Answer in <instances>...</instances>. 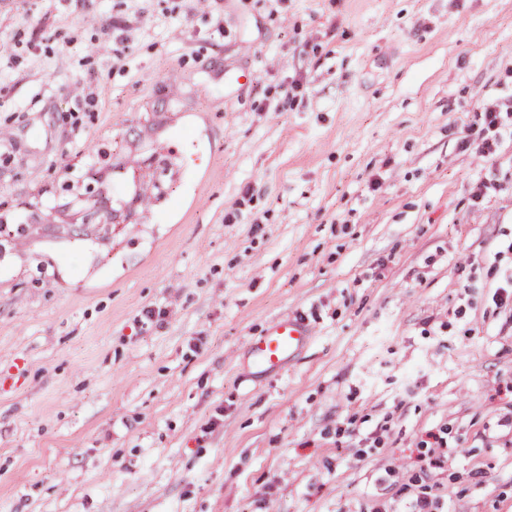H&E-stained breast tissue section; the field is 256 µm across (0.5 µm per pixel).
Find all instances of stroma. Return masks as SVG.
<instances>
[{
    "instance_id": "stroma-1",
    "label": "stroma",
    "mask_w": 512,
    "mask_h": 512,
    "mask_svg": "<svg viewBox=\"0 0 512 512\" xmlns=\"http://www.w3.org/2000/svg\"><path fill=\"white\" fill-rule=\"evenodd\" d=\"M1 46L0 512H512V0H0ZM311 338L306 325L293 318L272 322L263 336L252 342V354L258 373H266L281 367L303 348ZM440 497L430 491H423L420 495L410 501L403 502L394 500L384 505V512H444Z\"/></svg>"
}]
</instances>
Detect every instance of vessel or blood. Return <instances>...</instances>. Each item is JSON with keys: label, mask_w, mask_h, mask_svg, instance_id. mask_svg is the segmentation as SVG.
<instances>
[{"label": "vessel or blood", "mask_w": 512, "mask_h": 512, "mask_svg": "<svg viewBox=\"0 0 512 512\" xmlns=\"http://www.w3.org/2000/svg\"><path fill=\"white\" fill-rule=\"evenodd\" d=\"M311 333L306 325L293 318L272 322L263 336L252 343V354L258 372L265 373L281 367L303 348Z\"/></svg>", "instance_id": "b4317fda"}]
</instances>
